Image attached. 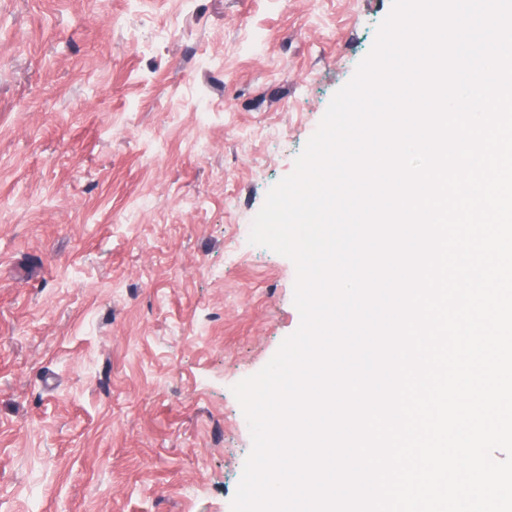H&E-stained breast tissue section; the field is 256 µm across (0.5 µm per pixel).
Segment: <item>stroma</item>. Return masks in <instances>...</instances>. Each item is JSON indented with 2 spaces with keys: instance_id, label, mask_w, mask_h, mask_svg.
<instances>
[{
  "instance_id": "35a3bbf8",
  "label": "stroma",
  "mask_w": 512,
  "mask_h": 512,
  "mask_svg": "<svg viewBox=\"0 0 512 512\" xmlns=\"http://www.w3.org/2000/svg\"><path fill=\"white\" fill-rule=\"evenodd\" d=\"M392 7L0 0V512H232L301 322L253 217Z\"/></svg>"
}]
</instances>
